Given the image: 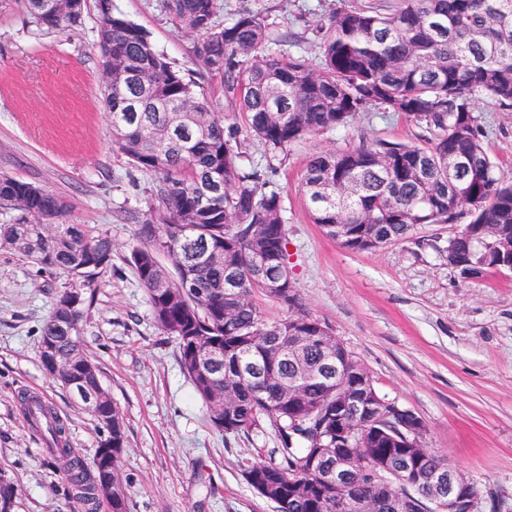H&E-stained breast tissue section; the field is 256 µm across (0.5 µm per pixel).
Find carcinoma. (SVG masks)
Here are the masks:
<instances>
[{
	"label": "carcinoma",
	"instance_id": "obj_1",
	"mask_svg": "<svg viewBox=\"0 0 512 512\" xmlns=\"http://www.w3.org/2000/svg\"><path fill=\"white\" fill-rule=\"evenodd\" d=\"M66 12L49 0H27L39 28L65 31L83 24L85 0ZM194 37L192 56L222 77L224 117L185 74L153 46L143 27L97 2V46L112 58V88L103 95L111 114L112 144L136 171L151 177L153 206L134 225L136 245L127 262L146 292L154 322L173 339L184 373L207 406L214 427L228 434L261 432L278 439V461L257 462L244 475L277 512H336V498L373 499L378 512H394L382 486L365 470L396 464L402 491L421 492L406 469V439L384 427L379 412L360 418L348 442H336L352 420L336 408V394L302 376L288 356V337H307L304 360L327 356L320 321L302 308L296 280L279 303L287 316L264 319L253 298L266 293L253 271L261 248L269 269L290 267L283 194L274 181L292 148L311 135L348 127L371 109L397 112L425 127V146L361 142L313 152L302 188L311 219L326 235L330 224L348 225L341 244L363 251L362 241L388 245L412 237L420 224H459L448 253L466 266L465 278L492 270L512 247V181L489 156L474 104L489 100L512 108V0H398L395 9H342L318 25L319 62L269 49L278 40L264 18L241 10L218 21L220 0H162ZM264 146L266 164L246 172L240 133ZM0 208L16 215L0 224V250L12 251L50 276L67 277L56 292L39 338L58 358L91 365L81 336L92 304L93 276L112 265V238L71 220L70 205L53 192L0 177ZM170 265L160 262L159 254ZM80 295V306L64 308ZM257 359L285 381L299 379L296 400L279 396L276 382L260 381L239 363ZM234 386L232 406L218 412L215 395ZM19 408L46 445L52 468L81 512H99L97 483L108 459H120L123 417L106 400L86 408L102 438L92 464L70 447L65 423L37 396L19 395ZM330 420L333 447L354 448L366 465L344 491L310 470L319 424Z\"/></svg>",
	"mask_w": 512,
	"mask_h": 512
}]
</instances>
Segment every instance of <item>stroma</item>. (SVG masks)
Here are the masks:
<instances>
[{
	"label": "stroma",
	"instance_id": "obj_1",
	"mask_svg": "<svg viewBox=\"0 0 512 512\" xmlns=\"http://www.w3.org/2000/svg\"><path fill=\"white\" fill-rule=\"evenodd\" d=\"M182 67L195 92L224 100L220 76L193 64V37L159 0H114ZM396 0H222L220 19L260 13L292 33L316 60V26L337 8L394 9ZM97 0L82 27H37L27 0H0V176L64 198L75 223L111 236L112 265L96 277L82 323L86 354L124 418L119 467L128 512H276L245 480L254 462L274 458L273 431L227 434L182 373L175 342L157 328L126 258L132 217L147 208L150 179L112 149L97 47ZM485 145L512 178V109L481 100ZM424 128L394 112H363L345 129L296 145L275 180L284 194L288 252L304 309L328 326L387 401L417 413L424 447L479 489L481 512H512V275L465 279L449 266L454 227L419 226L412 239L352 251L314 224L301 181L309 155L359 140L425 145ZM64 278H49L0 250V473L18 489L14 512H79L44 443L19 411L28 392L53 404L72 448L93 460L101 433L42 368L41 325Z\"/></svg>",
	"mask_w": 512,
	"mask_h": 512
}]
</instances>
